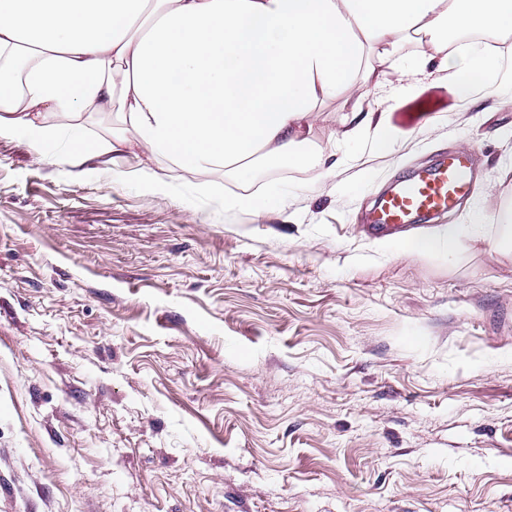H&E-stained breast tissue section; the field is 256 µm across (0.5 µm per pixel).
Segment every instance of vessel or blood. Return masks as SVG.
I'll return each mask as SVG.
<instances>
[{
  "mask_svg": "<svg viewBox=\"0 0 512 512\" xmlns=\"http://www.w3.org/2000/svg\"><path fill=\"white\" fill-rule=\"evenodd\" d=\"M474 184V168L468 154L445 156L397 180L379 198L372 222L376 229L385 230L425 215L444 214L469 197Z\"/></svg>",
  "mask_w": 512,
  "mask_h": 512,
  "instance_id": "1",
  "label": "vessel or blood"
}]
</instances>
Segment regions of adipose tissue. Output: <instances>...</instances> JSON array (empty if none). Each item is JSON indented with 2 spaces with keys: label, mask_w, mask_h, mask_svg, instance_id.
Here are the masks:
<instances>
[{
  "label": "adipose tissue",
  "mask_w": 512,
  "mask_h": 512,
  "mask_svg": "<svg viewBox=\"0 0 512 512\" xmlns=\"http://www.w3.org/2000/svg\"><path fill=\"white\" fill-rule=\"evenodd\" d=\"M512 32V0H0V138L42 152L75 128L74 156L166 160L240 181L309 165L336 175L334 142L313 135L320 103L344 97L345 136L395 132L365 110L370 89L410 82L412 45L440 60L458 100L503 71L501 55H448L449 30ZM119 107L122 129L91 141L85 113Z\"/></svg>",
  "instance_id": "adipose-tissue-1"
}]
</instances>
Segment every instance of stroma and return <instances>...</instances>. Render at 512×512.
Instances as JSON below:
<instances>
[{
  "label": "stroma",
  "mask_w": 512,
  "mask_h": 512,
  "mask_svg": "<svg viewBox=\"0 0 512 512\" xmlns=\"http://www.w3.org/2000/svg\"><path fill=\"white\" fill-rule=\"evenodd\" d=\"M369 92L386 153L318 107L337 177L150 188L0 139V512H512V81L457 101L436 64ZM470 151L472 196L371 230L375 199ZM275 191L257 217L227 194ZM494 197H486L487 187ZM474 225L456 256L409 243Z\"/></svg>",
  "instance_id": "stroma-1"
}]
</instances>
